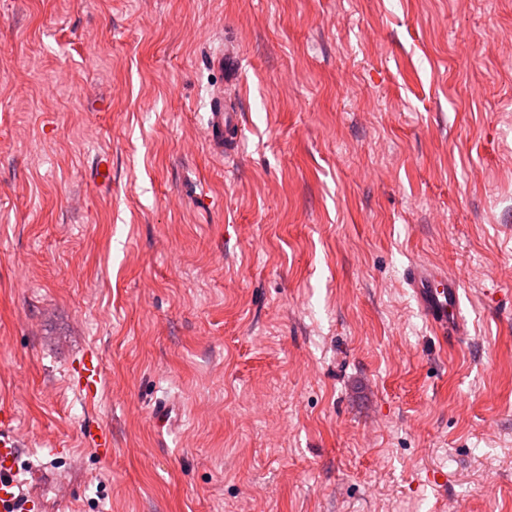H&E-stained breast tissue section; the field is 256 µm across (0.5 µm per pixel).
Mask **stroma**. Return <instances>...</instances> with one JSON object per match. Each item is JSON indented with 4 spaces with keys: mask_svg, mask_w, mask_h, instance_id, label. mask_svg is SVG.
<instances>
[{
    "mask_svg": "<svg viewBox=\"0 0 512 512\" xmlns=\"http://www.w3.org/2000/svg\"><path fill=\"white\" fill-rule=\"evenodd\" d=\"M3 402L30 512H512V0H0ZM208 125L209 142L214 151L230 156L239 148L240 113L232 106V100L216 96ZM405 280L426 323L444 342L459 343L469 336L461 308V280L434 263L409 267ZM103 377V363L99 352L90 348L85 351L71 375L72 385L88 401L98 396ZM85 445L95 448L99 455L109 457L112 454V433L98 423L86 425L81 433Z\"/></svg>",
    "mask_w": 512,
    "mask_h": 512,
    "instance_id": "1",
    "label": "stroma"
}]
</instances>
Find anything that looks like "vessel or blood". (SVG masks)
Wrapping results in <instances>:
<instances>
[{
    "instance_id": "obj_1",
    "label": "vessel or blood",
    "mask_w": 512,
    "mask_h": 512,
    "mask_svg": "<svg viewBox=\"0 0 512 512\" xmlns=\"http://www.w3.org/2000/svg\"><path fill=\"white\" fill-rule=\"evenodd\" d=\"M240 114L230 101L216 97L208 125L209 142L216 153L232 155L239 148ZM405 280L417 308L426 323L442 340L458 343L468 335L461 308V280L434 263L409 267ZM103 377V363L96 349L85 351L71 382L89 401L98 396ZM85 445L99 455L112 454V434L104 426L92 423L81 433ZM20 444L14 433V415L10 407H0V512H17L22 482L18 466Z\"/></svg>"
}]
</instances>
